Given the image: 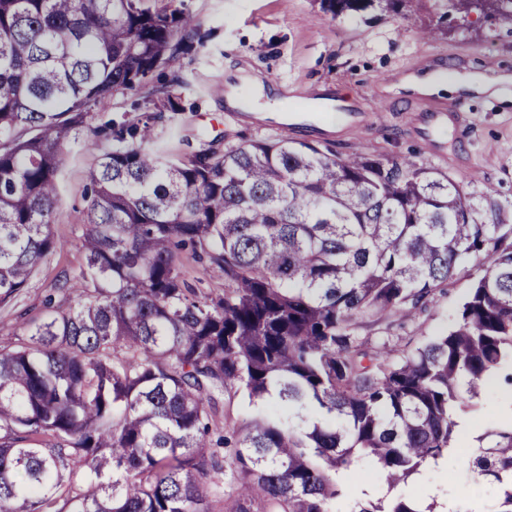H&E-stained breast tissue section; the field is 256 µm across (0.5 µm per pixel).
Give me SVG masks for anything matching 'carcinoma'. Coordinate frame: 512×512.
I'll use <instances>...</instances> for the list:
<instances>
[{
    "label": "carcinoma",
    "instance_id": "carcinoma-1",
    "mask_svg": "<svg viewBox=\"0 0 512 512\" xmlns=\"http://www.w3.org/2000/svg\"><path fill=\"white\" fill-rule=\"evenodd\" d=\"M336 17L409 16L425 0H319ZM473 14L512 23V0H434L422 38ZM202 43L184 0H0V304L57 249L59 173L96 152L80 217L75 304L25 322L0 349V512H438L413 485L465 461L448 512L496 497L512 512V427L455 452L457 413L512 384V224L423 163L251 140L172 159L152 121L94 130L104 99L150 84ZM205 255L202 296L180 253ZM481 275L447 334L397 355L355 319L415 316L460 265ZM213 390L262 413L232 436ZM236 484L224 496V461ZM372 462L386 493L362 488ZM181 263L186 278L200 292L213 295L224 293V279L218 276L208 262L197 261L191 254L186 253L182 257Z\"/></svg>",
    "mask_w": 512,
    "mask_h": 512
}]
</instances>
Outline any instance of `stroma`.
Listing matches in <instances>:
<instances>
[{
	"label": "stroma",
	"instance_id": "stroma-1",
	"mask_svg": "<svg viewBox=\"0 0 512 512\" xmlns=\"http://www.w3.org/2000/svg\"><path fill=\"white\" fill-rule=\"evenodd\" d=\"M196 17L204 41L198 53L165 69L177 76L175 111L166 113L154 129L157 148L170 157L213 146H235L251 139L287 137L329 148L344 156L362 149L381 157L415 160L447 173L464 184L476 201L491 198L512 215V86L505 99L458 92L416 96L391 91L399 78L446 63L460 72H512V25L471 20L467 31H449L432 40L420 39L417 18L347 13L331 17L317 0H185ZM247 81L239 92L257 87L276 89L285 111L309 104L313 91L325 89L357 102L364 116L360 127L317 119L308 124L260 120L243 111H228L215 87L231 81L238 69ZM143 91L112 96L94 112L91 126L114 119L137 123L145 114L138 104ZM451 117V125L440 117ZM95 155L83 144L71 145L60 174V215L52 231L57 250L14 299L0 305V348L13 347L26 321L41 318L48 306L68 307L76 296L62 291V272H74L82 262L80 212L85 205L86 172ZM480 270L463 263L447 288L403 321L392 312L381 320L362 318L356 333L368 339L388 337L398 353L422 346L452 325L455 309ZM479 412L469 414L471 433L460 443L477 446L486 430L487 415L500 424L512 421V387L493 380L482 393Z\"/></svg>",
	"mask_w": 512,
	"mask_h": 512
}]
</instances>
